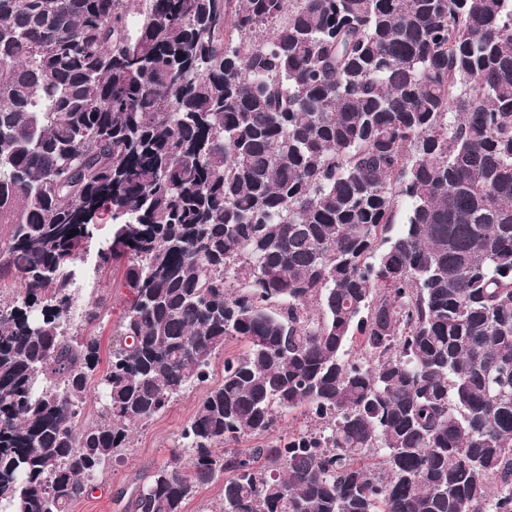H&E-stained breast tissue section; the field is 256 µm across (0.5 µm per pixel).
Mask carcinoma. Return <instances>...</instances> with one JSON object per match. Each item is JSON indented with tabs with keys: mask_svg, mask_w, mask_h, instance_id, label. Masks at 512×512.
<instances>
[{
	"mask_svg": "<svg viewBox=\"0 0 512 512\" xmlns=\"http://www.w3.org/2000/svg\"><path fill=\"white\" fill-rule=\"evenodd\" d=\"M5 280L3 512H70L194 386L134 512H512V0H0ZM108 239L112 243V226H105L94 233V237L88 241H83L79 247L80 259H83L77 266L78 271V288L79 293L84 301L92 300L97 296H103L107 299V307L104 310V315L95 326L96 334L102 336V356L104 362L101 367L105 365V357L108 354L110 343V332L112 327L119 322L128 307L131 296L127 288L123 285V276L129 260V254L121 247L113 249L112 265L101 275V273L94 270V256L97 250V243L100 240ZM83 288H82V285ZM223 494V485L218 482L202 487L186 505L185 512H206Z\"/></svg>",
	"mask_w": 512,
	"mask_h": 512,
	"instance_id": "cac0c4a2",
	"label": "carcinoma"
}]
</instances>
